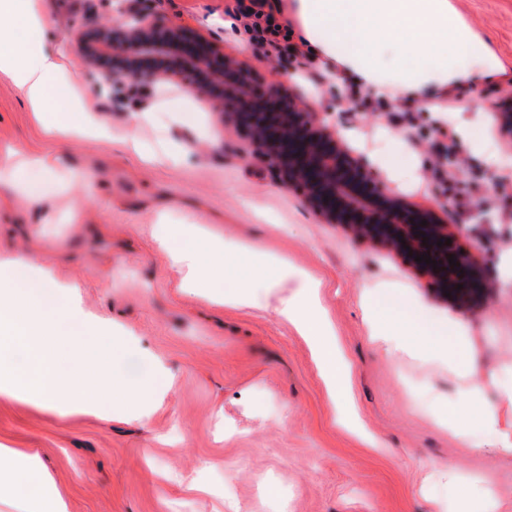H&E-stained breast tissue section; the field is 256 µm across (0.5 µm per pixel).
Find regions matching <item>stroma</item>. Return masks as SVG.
Listing matches in <instances>:
<instances>
[{"label":"stroma","mask_w":512,"mask_h":512,"mask_svg":"<svg viewBox=\"0 0 512 512\" xmlns=\"http://www.w3.org/2000/svg\"><path fill=\"white\" fill-rule=\"evenodd\" d=\"M465 21L512 62V0H452ZM49 49L85 83L77 39L103 17L121 27L104 0H42ZM149 11L188 31L250 73L259 86L280 82L286 63L311 111L323 114L350 150L373 157L384 134L398 135L421 164L418 182L391 179L415 206L460 225L464 245L489 242L488 303L466 317L485 396L503 417L512 404L495 381L512 369V140L499 131L496 104L512 81L483 85L484 111L450 89L432 112L412 103L365 101L353 88L329 97L309 77L324 67L296 38L282 58L255 52L237 0H149ZM234 21L228 33L225 21ZM94 120L109 137L51 139L11 82L0 75V259L26 257L76 286L85 310L135 337L136 352L164 361L172 389L144 421L58 415L0 397V444L38 453L71 512H436L451 501L448 471L478 483L495 512H512V453L487 438H464L436 416L460 386L447 366L403 360L374 339L363 318L368 286L391 284L396 306L416 302L450 312L411 267L391 252L355 242L322 223L305 198L282 186L251 140L224 114L197 111L177 87L140 85L110 96L90 92ZM451 110L445 122L443 110ZM487 149L467 148L466 135ZM159 160L143 163L132 142ZM458 162L445 177L447 208L432 194L442 153ZM54 160L53 172L33 164ZM200 224L213 235L287 258L322 281L330 319L353 364V397L378 441L366 448L341 428L305 340L277 308L292 281L255 289L252 306L218 305L185 291L182 274L159 252L154 230Z\"/></svg>","instance_id":"35a3bbf8"}]
</instances>
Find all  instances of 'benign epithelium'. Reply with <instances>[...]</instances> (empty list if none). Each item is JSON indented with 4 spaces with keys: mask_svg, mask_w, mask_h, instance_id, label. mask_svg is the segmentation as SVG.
<instances>
[{
    "mask_svg": "<svg viewBox=\"0 0 512 512\" xmlns=\"http://www.w3.org/2000/svg\"><path fill=\"white\" fill-rule=\"evenodd\" d=\"M114 7L125 12L124 25L116 30L108 20L100 21L96 40L91 44L81 40L86 60L104 54L134 58L175 50L154 39L158 23L146 8L124 0H117ZM166 30L182 46L167 70L146 73L129 68L102 78V83L136 86L165 80L196 96L213 95V109L233 113L281 182L301 191L324 223L350 230L357 241L394 251L459 311L474 314L483 309L490 282L479 251L460 243L462 229L442 223L434 209L415 207L392 193L365 158L348 149L335 130L292 92L290 77L259 92L246 72L234 71L227 61L217 63L209 46L186 48L177 29ZM448 239L450 244L437 245ZM421 255L437 265L415 261ZM451 255L454 266L449 263ZM459 284L463 288H457Z\"/></svg>",
    "mask_w": 512,
    "mask_h": 512,
    "instance_id": "obj_1",
    "label": "benign epithelium"
}]
</instances>
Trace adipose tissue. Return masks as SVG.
I'll return each instance as SVG.
<instances>
[{"label": "adipose tissue", "mask_w": 512, "mask_h": 512, "mask_svg": "<svg viewBox=\"0 0 512 512\" xmlns=\"http://www.w3.org/2000/svg\"><path fill=\"white\" fill-rule=\"evenodd\" d=\"M294 35L314 57L328 61L366 96L383 102L401 100L437 106L449 88H479L507 71L505 62L457 12L451 0H291ZM0 73L8 76L45 135H106L101 124L86 122L82 90L63 57L46 46V26L37 0H0ZM160 251L186 275L183 288L230 307L252 304L250 285L226 291L218 286L226 262L245 253L258 277H292L298 290L279 309L310 348L331 403L341 405L339 424L369 448L373 435L361 423L351 392L352 363L339 342L321 297V282L286 259L210 237L198 224L168 228L156 236ZM365 320L372 336L398 354L436 361L462 375L472 372L468 328L451 315L420 313L404 318L388 306L383 292L368 293ZM428 337L427 345L407 342L405 331ZM478 410L480 429L512 452V424L505 426L478 387L461 386L448 400L442 422L467 435L468 410ZM30 488L24 512H71L66 497L48 476L37 454L0 448V496Z\"/></svg>", "instance_id": "adipose-tissue-1"}]
</instances>
